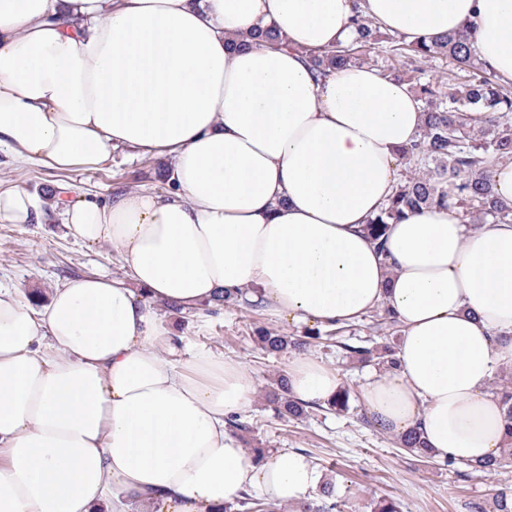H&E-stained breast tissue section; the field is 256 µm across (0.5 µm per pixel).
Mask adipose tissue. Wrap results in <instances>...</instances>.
Wrapping results in <instances>:
<instances>
[{"label": "adipose tissue", "instance_id": "adipose-tissue-1", "mask_svg": "<svg viewBox=\"0 0 512 512\" xmlns=\"http://www.w3.org/2000/svg\"><path fill=\"white\" fill-rule=\"evenodd\" d=\"M358 9L409 42L474 28L479 61L512 81V0H0V151L92 171L124 147L172 167L168 191L104 202L0 188L1 224L54 214L123 262L56 284L39 310L0 286V512H222L318 486L303 454L260 459L232 434L250 370L182 358L159 317L228 289L291 325L392 309L397 365L361 390L375 424L470 464L512 443L489 390L512 367V224L429 205L371 240L424 115L368 65L314 77L306 50L352 42ZM270 26L288 48L261 40ZM288 382L308 404L342 387L310 357Z\"/></svg>", "mask_w": 512, "mask_h": 512}]
</instances>
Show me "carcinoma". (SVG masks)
I'll list each match as a JSON object with an SVG mask.
<instances>
[{
  "instance_id": "obj_1",
  "label": "carcinoma",
  "mask_w": 512,
  "mask_h": 512,
  "mask_svg": "<svg viewBox=\"0 0 512 512\" xmlns=\"http://www.w3.org/2000/svg\"><path fill=\"white\" fill-rule=\"evenodd\" d=\"M352 23L360 38L348 46L324 50H308L305 56L318 77L328 70L355 63L377 48L387 47L396 64L385 75L408 83L421 103L425 121L418 139L398 150L404 172L399 174L395 192L387 206L366 224L368 235L379 242L394 224L425 205L448 204L456 208L467 224H511L512 206L497 200L493 192L489 168L493 162L512 158V91L492 79V73L477 62L471 29L446 34L429 41L407 42L376 25L373 21L355 15ZM438 56L449 59L456 69L448 91L441 90L444 81L424 79V70L408 67V61L429 60ZM470 112H482L485 124L475 128L465 120ZM453 196H448V188ZM243 292L226 291L215 301V307L238 305ZM254 310L257 303H242ZM398 327L395 313L384 308L375 315L371 342L376 347L343 344L347 354L362 362L396 365L394 349L389 339ZM344 328L321 330L312 328L306 339L264 329L257 331L255 343L270 354L286 350L301 351L308 340L326 338L337 340ZM280 392L271 399L275 411L282 417L304 414L303 403L286 395V379L279 380ZM404 450L421 458L431 455L421 446L416 432L399 439ZM512 465V443L495 461L475 466L479 471L491 472ZM276 506L248 496L233 505L224 506V512H273Z\"/></svg>"
}]
</instances>
